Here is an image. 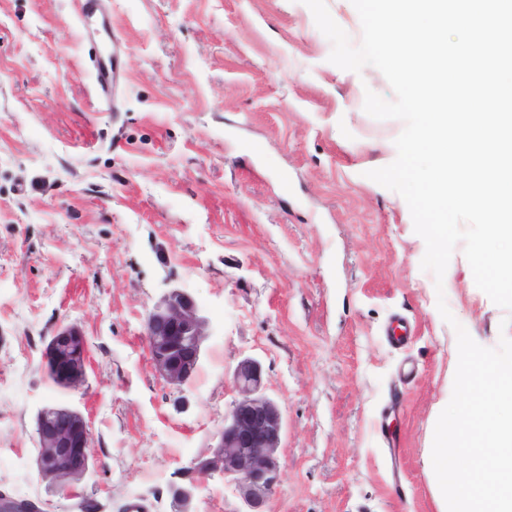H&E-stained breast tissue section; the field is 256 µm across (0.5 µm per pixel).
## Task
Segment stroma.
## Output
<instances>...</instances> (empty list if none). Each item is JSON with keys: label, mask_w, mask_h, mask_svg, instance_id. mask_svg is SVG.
Masks as SVG:
<instances>
[{"label": "stroma", "mask_w": 512, "mask_h": 512, "mask_svg": "<svg viewBox=\"0 0 512 512\" xmlns=\"http://www.w3.org/2000/svg\"><path fill=\"white\" fill-rule=\"evenodd\" d=\"M104 4L122 72L107 108L76 0H0V493L39 512H178L170 487L210 453L251 357L284 416L268 512H436L425 458L458 361L437 300L482 346L512 327L462 247L443 283L422 270L407 203L368 178L404 128L364 110L366 91L394 100L389 83L330 63L303 0ZM173 287L208 323L180 388L144 339ZM63 324L89 345L75 390L42 360ZM50 404L90 425L93 465L69 492L33 466ZM190 509L245 506L216 477Z\"/></svg>", "instance_id": "obj_1"}]
</instances>
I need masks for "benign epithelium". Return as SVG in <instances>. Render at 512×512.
<instances>
[{
	"mask_svg": "<svg viewBox=\"0 0 512 512\" xmlns=\"http://www.w3.org/2000/svg\"><path fill=\"white\" fill-rule=\"evenodd\" d=\"M207 321L186 291L172 288L149 310L145 340L157 373L170 385L187 384L197 368ZM43 358L52 380L76 388L85 381L88 342L75 326L59 329L47 344ZM239 399L224 417L215 445L205 457L193 459L184 470L183 484L174 498L187 503L197 485L218 475L233 484L247 512H266L281 479L279 448L283 413L262 393V367L246 357L233 372ZM36 466L39 475L67 491L89 472L91 431L84 415L65 405L42 408L36 418ZM0 512H32V503L0 494Z\"/></svg>",
	"mask_w": 512,
	"mask_h": 512,
	"instance_id": "1",
	"label": "benign epithelium"
}]
</instances>
